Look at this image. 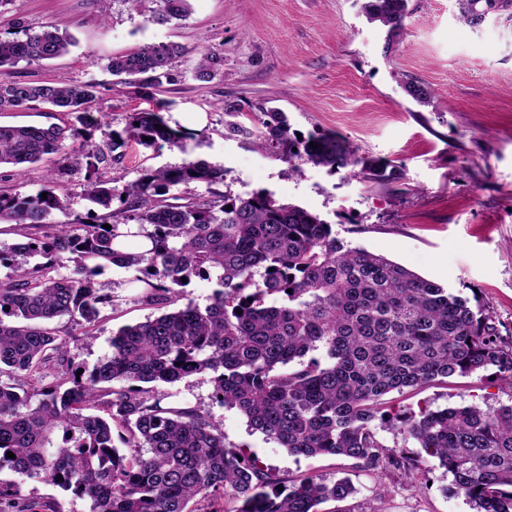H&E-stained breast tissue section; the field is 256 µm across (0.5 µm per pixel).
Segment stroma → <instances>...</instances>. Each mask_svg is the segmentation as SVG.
I'll use <instances>...</instances> for the list:
<instances>
[{
	"instance_id": "stroma-1",
	"label": "stroma",
	"mask_w": 512,
	"mask_h": 512,
	"mask_svg": "<svg viewBox=\"0 0 512 512\" xmlns=\"http://www.w3.org/2000/svg\"><path fill=\"white\" fill-rule=\"evenodd\" d=\"M365 0H192L188 17L159 26L147 18L159 0H10L0 7V39L24 37L53 23L65 24L76 40L69 53L18 65L14 79H74L97 85L94 133L106 144L130 113L164 108L171 124L190 132L187 151L128 146L124 161L105 167L104 178L134 181L140 168L177 166L203 159L223 169L211 186L171 194L210 198L262 191L298 205L331 224L345 246L398 262L437 282L490 316L504 345H512V18L500 16L482 28L460 22L456 0H410L400 35L368 22ZM177 43L188 55L175 80L142 88L112 76V55L146 43ZM224 58L211 81L195 79L198 53ZM432 92L429 104L407 92L408 80ZM238 103V120L253 126L264 109L285 112L292 132L330 133L346 139L359 156L394 165L393 180L350 176L308 162L292 174L287 162L256 148L252 139L224 127L223 101ZM52 154L18 176L0 177V195L33 197ZM130 271L111 267L100 282L114 297L104 309L96 340L69 343L74 365L92 368L110 351L109 340L125 324L144 320L154 307L140 302ZM172 400L211 411L222 419L227 443L250 448L281 481L313 475L331 484L347 478L355 493L321 505V512H472L438 460L425 458L414 441L397 432L380 438L394 453L423 459L404 473L359 466L336 456L290 454L251 431L234 408L213 404L209 378L192 376L166 386ZM476 404L496 409L512 404V379L493 372L455 377L384 398L385 411L414 414L420 406ZM0 478H17L0 471ZM20 479V478H17ZM25 495L56 499L62 512H90L91 502L36 478L20 479Z\"/></svg>"
}]
</instances>
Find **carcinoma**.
Returning <instances> with one entry per match:
<instances>
[{
  "mask_svg": "<svg viewBox=\"0 0 512 512\" xmlns=\"http://www.w3.org/2000/svg\"><path fill=\"white\" fill-rule=\"evenodd\" d=\"M490 2L457 0L459 19L475 26L476 11ZM190 11L191 0H160L147 22L183 20ZM364 11L392 37L403 29L408 0H366ZM74 44L58 24L0 39V112L38 102L73 118L47 128L0 125V168L19 173L65 154V168L45 178L46 197L0 195V217L23 237L0 246V265L12 268L0 278V469L87 498L91 512H224L227 496L239 503L235 512H318L348 498L351 482L305 476L283 486L250 449L226 444L214 415L169 403L160 388L207 375L215 403L237 409L293 455L346 456L409 472L420 463L396 457L378 437L385 395L489 369L512 378V348L482 311L383 255L346 247L315 213L261 191L168 201L175 186L222 179L202 159L143 167L129 183L104 179L101 167L120 163L129 144L185 152L189 135L148 109L131 113L102 147L91 133L95 84L12 78L20 63L56 59ZM186 54L176 43L146 44L112 56L107 69L160 87L174 80ZM222 65L220 54L202 51L194 76L208 81ZM224 115L228 131L288 163L303 158L386 177V164L358 156L341 138H298L284 112L260 113L254 130L233 121L237 104L225 102ZM70 167L85 170L84 194L108 216L46 223L69 207L63 181ZM36 256L43 261L31 263ZM60 265L69 275H51ZM111 266L134 271L142 302L164 311L121 326L110 355L78 375L69 342L93 339L102 310L115 306L98 283ZM196 277L216 279L203 308L184 302L186 282ZM391 420L439 460L476 512H512V405L427 404ZM0 512L61 510L0 480Z\"/></svg>",
  "mask_w": 512,
  "mask_h": 512,
  "instance_id": "cac0c4a2",
  "label": "carcinoma"
}]
</instances>
